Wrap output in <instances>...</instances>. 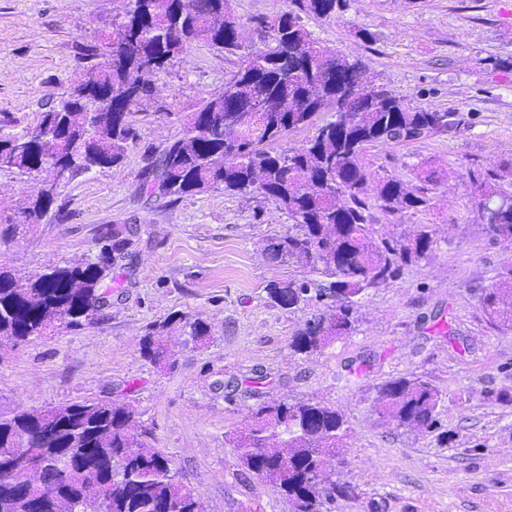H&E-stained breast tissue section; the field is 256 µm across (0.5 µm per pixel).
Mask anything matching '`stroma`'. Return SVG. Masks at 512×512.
Instances as JSON below:
<instances>
[{
    "instance_id": "obj_1",
    "label": "stroma",
    "mask_w": 512,
    "mask_h": 512,
    "mask_svg": "<svg viewBox=\"0 0 512 512\" xmlns=\"http://www.w3.org/2000/svg\"><path fill=\"white\" fill-rule=\"evenodd\" d=\"M244 46L260 44L258 21L289 0H231ZM124 0H0V134L35 126L66 97ZM320 46L367 65V85L462 118L457 133L370 147L373 179L425 189L422 213L374 210L376 239L430 226L425 260L366 290L354 329L305 355L290 343L312 308L274 305L271 282L310 280L301 263H273L268 239L287 231L284 210L259 191L213 189L177 200L148 196L141 172L156 148L180 136L186 117L222 92L241 59L190 45L135 117L121 164L61 185L60 215L0 239V268L26 280L56 264L95 259L112 228L133 229L134 275L114 269L112 305L74 329L0 345V415L87 399L131 406L155 448L199 498L203 512H292L279 486L244 469L236 440L256 407L313 400L336 409L346 434L331 479L350 488L330 512H512V332L485 314L480 297L512 265V239L487 233L471 175L512 162V0H345L328 18L303 16ZM437 174L425 182L424 171ZM0 172V230L49 179ZM180 312L211 327L191 343L180 327L169 357L144 358L151 324ZM266 383L255 386L257 374ZM418 377L437 388L436 434L382 419L379 389Z\"/></svg>"
}]
</instances>
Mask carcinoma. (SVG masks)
I'll use <instances>...</instances> for the list:
<instances>
[{
    "mask_svg": "<svg viewBox=\"0 0 512 512\" xmlns=\"http://www.w3.org/2000/svg\"><path fill=\"white\" fill-rule=\"evenodd\" d=\"M293 8L260 21V48H246L239 30L225 23L229 0H130L124 13L112 19L122 37L115 49L109 40L83 47L87 66L79 84L61 101L41 113L36 127L0 135V151L13 158L6 171L31 175L57 163L83 172L87 155L101 167L122 162L133 137L132 107L151 95L146 76L167 69L195 42L227 54L241 55L240 68L227 86L240 107L261 105L265 120L254 125L244 113L225 106L224 93L200 101L187 116L182 134L168 142L141 174V189L149 194L181 198L222 188L230 194L255 188L278 203L288 215V231L268 240L277 262L305 261L329 279L272 283L269 299L285 309L310 303L334 309L306 320L292 339L301 354L316 353L356 321L360 296L396 278L399 262L419 261L434 244L423 227L406 242L377 241L373 215L364 198L370 173L367 149L377 143L400 144L434 135H452L461 119L454 112L413 106L377 87L358 111L315 125L331 110L342 82L355 89L366 64L349 63L318 45L300 13L328 18L341 0H291ZM313 126L315 133L301 148L276 151L270 145L288 132ZM482 195L490 233L512 239V193L487 190L488 178L473 176ZM55 198L37 192L19 207L12 229H29L53 216ZM376 208L424 211L430 198L414 192L396 177L376 185ZM132 239L112 231L94 261L55 266L21 282L0 272V339L19 342L55 328L82 325L85 310L110 305L112 265L133 266ZM486 315L504 330H512V266L499 282L483 290ZM179 324L196 343L210 336L203 320L172 314L154 324L141 340L142 354L152 361L164 357L163 333ZM383 417L398 426L437 429L439 392L419 378H398L380 388ZM51 412L57 428L51 441L34 446L33 433L44 410L0 415V512H202L194 490L183 484L168 460L151 444V434L139 429L133 408L110 400H87ZM344 420L318 402L263 404L247 433L237 442L238 461L251 473L277 485L294 512H325L336 496L349 489L331 480L336 445L344 437ZM39 464L49 482L62 467L94 475L108 486L100 499L96 485L74 480L58 492L39 493L20 484L26 462Z\"/></svg>",
    "mask_w": 512,
    "mask_h": 512,
    "instance_id": "obj_1",
    "label": "carcinoma"
}]
</instances>
